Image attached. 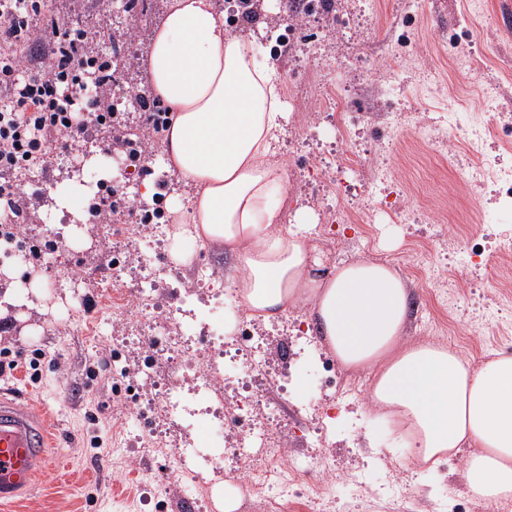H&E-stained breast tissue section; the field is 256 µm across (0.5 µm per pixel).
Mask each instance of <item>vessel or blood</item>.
Instances as JSON below:
<instances>
[{
	"label": "vessel or blood",
	"mask_w": 512,
	"mask_h": 512,
	"mask_svg": "<svg viewBox=\"0 0 512 512\" xmlns=\"http://www.w3.org/2000/svg\"><path fill=\"white\" fill-rule=\"evenodd\" d=\"M53 459L50 436L38 413L0 395V506L29 490L38 468Z\"/></svg>",
	"instance_id": "1"
}]
</instances>
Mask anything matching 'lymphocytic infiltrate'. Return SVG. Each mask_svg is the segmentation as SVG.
<instances>
[{
	"label": "lymphocytic infiltrate",
	"mask_w": 512,
	"mask_h": 512,
	"mask_svg": "<svg viewBox=\"0 0 512 512\" xmlns=\"http://www.w3.org/2000/svg\"><path fill=\"white\" fill-rule=\"evenodd\" d=\"M40 0H0V240L33 220L19 204V173L41 162L61 136L93 132L108 147L144 161L168 116L149 97L137 99L141 122L129 133L111 104L115 73L99 52L103 27L65 28L43 22Z\"/></svg>",
	"instance_id": "1"
}]
</instances>
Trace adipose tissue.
<instances>
[{
  "label": "adipose tissue",
  "mask_w": 512,
  "mask_h": 512,
  "mask_svg": "<svg viewBox=\"0 0 512 512\" xmlns=\"http://www.w3.org/2000/svg\"><path fill=\"white\" fill-rule=\"evenodd\" d=\"M154 95L173 120L167 168L192 185L174 234L224 244L236 256L230 282L248 318L270 321L300 302L345 370H370L371 404L410 458L436 471L462 445L461 471L475 498L512 496V354L480 365L432 341H407L409 288L399 270L362 258L324 266L309 211L280 222L285 169L274 144L290 120L276 64L258 65L251 34H232L215 0H170L148 55Z\"/></svg>",
  "instance_id": "adipose-tissue-1"
}]
</instances>
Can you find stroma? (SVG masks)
I'll return each mask as SVG.
<instances>
[{
  "instance_id": "obj_1",
  "label": "stroma",
  "mask_w": 512,
  "mask_h": 512,
  "mask_svg": "<svg viewBox=\"0 0 512 512\" xmlns=\"http://www.w3.org/2000/svg\"><path fill=\"white\" fill-rule=\"evenodd\" d=\"M147 20L136 21L135 38L101 45L104 55L128 59L118 75L116 95L139 90L146 69L133 61L146 58L155 26L168 0H149ZM121 0H46L47 17L72 28L98 22L115 30ZM298 0H260L259 19L269 33L296 24L295 44L262 38L284 75L283 99L290 121L275 145V158L288 171L285 219L307 208L318 217L314 243L329 262L375 258L398 267L409 293L405 336L435 340L460 351L472 364L498 352L512 353V271L492 259L456 266L452 256L471 235L512 228V198L493 184L471 185L459 177L469 123L499 126L512 117V30L502 13L512 0H331L326 20L307 19ZM495 88L499 108H482V92ZM340 103L358 120L338 137L327 102ZM154 146L146 169L120 170L115 183L128 200L142 202L143 183L164 184L163 211L188 202L191 191L161 162ZM107 145L100 137L81 139L74 150L50 146V173L33 167L20 189L30 196L36 221L20 227L21 237L53 241L49 266L40 268L41 286L26 306L10 309L11 327L0 345L18 352L21 368L0 378V394L25 407L43 406L55 458L42 468L30 491L9 512H125L135 499L136 512H188L181 494L160 490L170 482L172 459L138 454L124 467L112 456L114 431L127 425L131 447L140 445L139 423L130 413L121 387L164 389L167 377L148 384L141 353L150 332L128 320L115 322L112 307L98 290L112 275V255L123 252L132 271L128 286L142 285V265L165 266L182 286L166 300L171 312L186 307L185 290L193 289L195 263L214 273L225 304L236 298L227 278L234 256L209 241L183 248L185 260L173 264L171 251L148 247L151 227L127 215L110 226L73 222L54 212L53 192L78 180L97 199L93 187L102 176ZM45 165V166H46ZM391 169L395 190L405 202L397 216L382 195L372 192L377 175ZM359 190L358 198L338 191L340 180ZM339 217L337 230L326 222ZM308 304L265 324L271 344L288 340L290 371L306 370L313 390L298 395L293 386L281 392L284 409L269 435L280 441L289 459L311 457L302 477L337 501L361 498L359 512H395L390 488H398L406 512H512V498L487 504L467 494L459 474L470 447L428 475L411 464L392 434L367 409L372 376L346 371L328 353L302 367L305 350L316 345L303 320ZM97 317L110 346L93 344L83 318ZM378 435L379 449L368 448L367 431Z\"/></svg>"
}]
</instances>
